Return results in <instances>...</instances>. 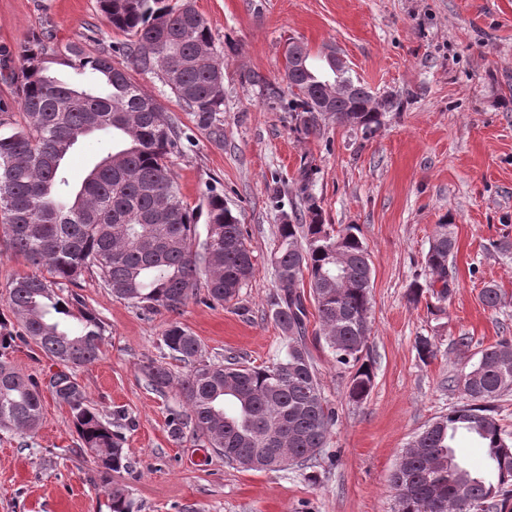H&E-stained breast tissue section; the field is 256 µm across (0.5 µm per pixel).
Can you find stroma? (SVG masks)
Returning a JSON list of instances; mask_svg holds the SVG:
<instances>
[{
  "label": "stroma",
  "mask_w": 512,
  "mask_h": 512,
  "mask_svg": "<svg viewBox=\"0 0 512 512\" xmlns=\"http://www.w3.org/2000/svg\"><path fill=\"white\" fill-rule=\"evenodd\" d=\"M208 21L224 64V140L199 130L160 75L131 70L180 128L192 135L171 169L183 199L197 205L206 186L224 191L240 214L254 256L248 285L228 305L193 296L179 322L203 355L273 362L288 339L272 317L270 254L283 213L303 214L299 172L310 167L312 194L334 231L356 225L370 254L373 300L369 396L348 398L350 373L325 345L310 344L325 397L338 421L314 468L257 471L228 465L192 435L173 441L175 393L159 395L139 370L149 358L174 378L186 368L160 344L171 317L116 299L84 277L82 308L101 321L98 360L74 376L106 413L126 415L128 470L105 477L80 453L67 407L45 396L31 438L0 433V512H109L113 489L140 512H396L389 475L407 443L462 400L450 377L501 337H512V0H193ZM52 34L57 49L110 52L124 43L97 0H0V64L20 67L29 40ZM333 48L376 100H401L377 131L325 116L316 133L296 131L283 93L284 49ZM456 247L451 294L409 298L429 280L424 257L439 225ZM505 297L496 310L483 288ZM469 347L455 345L459 335ZM420 336L437 354L421 360Z\"/></svg>",
  "instance_id": "35a3bbf8"
}]
</instances>
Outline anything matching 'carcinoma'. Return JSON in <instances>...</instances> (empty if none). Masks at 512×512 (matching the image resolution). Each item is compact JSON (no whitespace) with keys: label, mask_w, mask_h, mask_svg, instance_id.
<instances>
[{"label":"carcinoma","mask_w":512,"mask_h":512,"mask_svg":"<svg viewBox=\"0 0 512 512\" xmlns=\"http://www.w3.org/2000/svg\"><path fill=\"white\" fill-rule=\"evenodd\" d=\"M112 27L128 36L117 47L126 64L110 54L88 55L72 45L60 64L93 75L79 85L55 76L48 48L38 37L23 46L16 82L22 121L0 119V232L12 254L46 269L25 274L7 289V304L18 329L0 320V349L32 341L58 370L45 383L0 361V432L32 437L43 421V392L68 407L84 450L108 476L128 468L123 437L91 403L72 369L99 357L102 326L81 308L78 294H63L86 273L94 274L112 296L151 312L180 314L200 288L209 301L238 298L253 272L247 230L210 185L191 207L182 198L170 158L182 149L184 132L126 71L160 73L170 93L191 113L199 129L224 139V68L211 28L192 0H98ZM331 72L327 59L306 55V68L287 77L288 111L298 129L316 132L314 96ZM367 88L337 111H356L361 128L381 125ZM95 136L112 138V149L70 185L63 163L70 152ZM310 172L302 170L300 191L307 204L300 218L283 215L271 252L277 292L273 319L288 334L283 356L267 365L239 357L204 359L200 340L173 319L161 346L187 367L178 381L166 365L149 358L140 366L147 387L164 396L177 387L181 409L170 413L171 436L191 431L203 447L224 455L230 465L260 448H286L311 468L336 425V411L324 397L308 347V310L314 303L324 341L336 362L351 368L349 399L360 403L373 387L367 360L371 324V264L367 248L351 225L335 235L309 192ZM205 221V236L197 228ZM455 240L448 225L429 243L425 263L434 275L411 288L450 294L448 260ZM441 289H435L437 282ZM464 402L426 425L408 443L409 451L390 475L397 512H507L512 499V437L496 417L495 402L512 391V339L504 336L483 349L477 362L451 380ZM459 433L486 449L488 470L474 473L457 459ZM109 512H135L134 503L115 490Z\"/></svg>","instance_id":"1"}]
</instances>
